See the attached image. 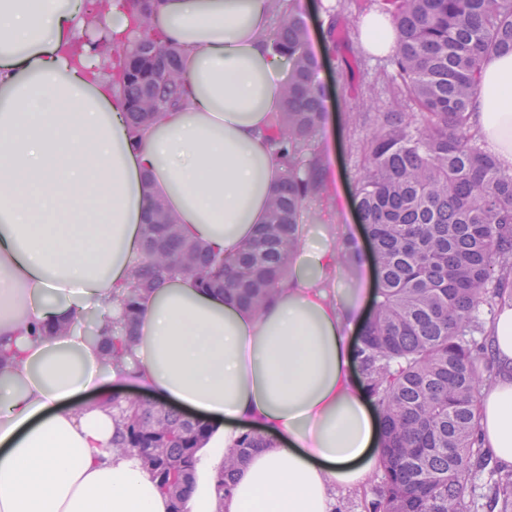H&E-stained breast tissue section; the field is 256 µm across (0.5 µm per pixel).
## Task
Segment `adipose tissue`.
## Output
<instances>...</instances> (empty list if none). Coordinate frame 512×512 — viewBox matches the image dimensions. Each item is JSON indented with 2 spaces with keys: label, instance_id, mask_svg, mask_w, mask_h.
Masks as SVG:
<instances>
[{
  "label": "adipose tissue",
  "instance_id": "ef3b65f1",
  "mask_svg": "<svg viewBox=\"0 0 512 512\" xmlns=\"http://www.w3.org/2000/svg\"><path fill=\"white\" fill-rule=\"evenodd\" d=\"M158 19L182 49L190 95L133 142L128 104L87 78L68 51L78 0H0V512H170L133 455L113 452L117 425L96 405L128 384L196 413L198 451L187 512H335L382 460L380 418L353 360L366 316L341 299L336 252L303 250L278 297L255 314L189 277L139 306V343L123 367L73 322L119 317L112 289L142 252L162 201L186 233L235 254L262 223L278 164L264 137L280 111L285 58L271 0H162ZM360 44L392 54L388 12L358 21ZM471 122L512 166V54L481 73ZM58 326L54 339L31 326ZM499 373L477 405L481 446L512 468V307L487 328ZM273 437L238 470L224 453L248 430Z\"/></svg>",
  "mask_w": 512,
  "mask_h": 512
}]
</instances>
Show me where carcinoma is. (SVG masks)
<instances>
[{
  "label": "carcinoma",
  "mask_w": 512,
  "mask_h": 512,
  "mask_svg": "<svg viewBox=\"0 0 512 512\" xmlns=\"http://www.w3.org/2000/svg\"><path fill=\"white\" fill-rule=\"evenodd\" d=\"M113 0H85L99 32L96 68L110 73L128 102L133 136L179 109L186 81L169 70L184 65L153 23L159 0H127L134 40L105 19ZM391 16L398 48L377 81L387 93L356 112L362 137L354 144L355 206L376 266L373 309L354 357L382 422V486L363 498L368 512H512V470L491 464L480 446L475 406L495 372L488 360L484 309L512 302V168L471 129L480 75L494 55L512 53V0H376ZM274 46L291 63L282 109L265 132L282 168L270 208L234 259L184 232L167 234L173 219L162 201L146 222L144 260L115 295L123 317L112 321L107 361L120 363L134 345L138 307L162 283L191 276L205 291L230 293L258 312L288 280L304 232L308 199L324 192L313 148L324 122L319 62L307 47L298 0H275ZM149 94L151 112L140 108ZM168 261L152 258L156 247ZM337 263L348 270L362 252L340 239ZM122 427L112 447L137 455L171 512H187V489L168 484L170 463L187 480L206 426L160 404L116 398ZM272 440L249 431L224 456L219 488L231 491L235 472ZM486 475L488 493L472 494Z\"/></svg>",
  "instance_id": "carcinoma-1"
}]
</instances>
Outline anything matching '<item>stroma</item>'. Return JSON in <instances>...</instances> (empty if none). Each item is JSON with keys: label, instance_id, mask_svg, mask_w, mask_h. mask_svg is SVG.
<instances>
[{"label": "stroma", "instance_id": "stroma-1", "mask_svg": "<svg viewBox=\"0 0 512 512\" xmlns=\"http://www.w3.org/2000/svg\"><path fill=\"white\" fill-rule=\"evenodd\" d=\"M368 7L369 0H359L352 13L343 14L335 0H299L308 47L321 64L319 78L326 94V117L316 137L315 149L320 159L328 162L331 172L323 195L306 204V228L312 231L322 224L332 226L334 233L326 238L329 245H336V236L341 233L351 236L363 251L369 243L355 212L353 145L358 133L350 114L357 111L364 97L363 88L372 81L375 70L386 66L387 61L363 55L356 40L345 42L338 37H327L324 18L335 17L338 28H352Z\"/></svg>", "mask_w": 512, "mask_h": 512}]
</instances>
